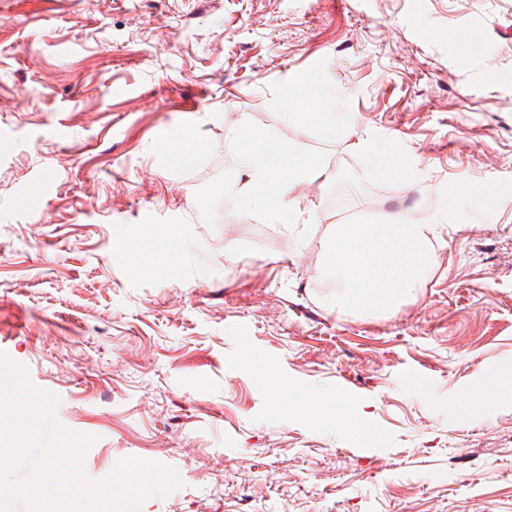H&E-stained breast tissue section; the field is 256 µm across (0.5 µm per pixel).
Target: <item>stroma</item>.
I'll return each instance as SVG.
<instances>
[{
  "instance_id": "1",
  "label": "stroma",
  "mask_w": 512,
  "mask_h": 512,
  "mask_svg": "<svg viewBox=\"0 0 512 512\" xmlns=\"http://www.w3.org/2000/svg\"><path fill=\"white\" fill-rule=\"evenodd\" d=\"M311 74L336 137L285 114ZM244 131L326 170L292 190L305 234L239 197L224 144ZM182 133L202 161L168 156ZM386 143L413 183L367 164ZM393 215L443 224L434 266L392 313H337L329 226ZM170 231L175 265L132 264L129 236ZM0 352L97 435L89 478L177 470L141 512H512V398L461 411L512 369V0H0ZM276 382L349 414L276 415Z\"/></svg>"
}]
</instances>
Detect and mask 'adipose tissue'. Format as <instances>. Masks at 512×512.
I'll list each match as a JSON object with an SVG mask.
<instances>
[{"mask_svg": "<svg viewBox=\"0 0 512 512\" xmlns=\"http://www.w3.org/2000/svg\"><path fill=\"white\" fill-rule=\"evenodd\" d=\"M291 122L333 135L337 127L323 108L328 85L318 76L301 79ZM226 150L235 167L247 174L240 195L278 223L297 225L303 213L292 188L323 173L321 165L293 140H256L238 135ZM442 241L437 224H415L391 217L382 224H334L326 237L321 275L330 284L327 303L343 314H377L412 297L421 287ZM343 415L347 403L335 393L277 397L275 413L295 416L310 407Z\"/></svg>", "mask_w": 512, "mask_h": 512, "instance_id": "1", "label": "adipose tissue"}]
</instances>
